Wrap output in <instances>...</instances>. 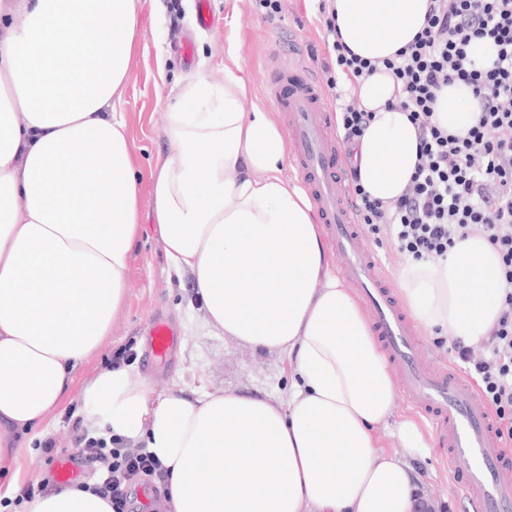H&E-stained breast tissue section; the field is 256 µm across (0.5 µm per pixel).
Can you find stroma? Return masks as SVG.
Wrapping results in <instances>:
<instances>
[{
  "mask_svg": "<svg viewBox=\"0 0 512 512\" xmlns=\"http://www.w3.org/2000/svg\"><path fill=\"white\" fill-rule=\"evenodd\" d=\"M195 0H140L138 35L131 53L123 95L131 151L141 176H148L170 144L163 131L166 99L181 80L203 73L215 85L223 84L225 69H237L249 87L244 111H272L264 95L265 83L289 49L302 56L312 76L325 83L323 64L329 59L319 22V0H281V11L269 20L253 0H212L216 22L195 39V65L187 67L170 49L178 32L190 26ZM164 67H157V57ZM141 230L127 273L124 305L112 324L110 336L81 364L68 402L51 415L44 437L53 438L59 454L74 452L75 429L87 426L82 392L85 385L114 355L131 349L134 369L149 378L156 390L173 388L187 397L227 390L250 396L279 399L291 385L287 357L278 352H257L209 329L188 278L168 266L157 240L148 188L139 197ZM167 323L172 348L165 358L152 352L149 328ZM434 446L428 457L412 459L420 480L418 492L432 500L435 512H463V504L448 468L447 450L436 430L426 432Z\"/></svg>",
  "mask_w": 512,
  "mask_h": 512,
  "instance_id": "stroma-1",
  "label": "stroma"
}]
</instances>
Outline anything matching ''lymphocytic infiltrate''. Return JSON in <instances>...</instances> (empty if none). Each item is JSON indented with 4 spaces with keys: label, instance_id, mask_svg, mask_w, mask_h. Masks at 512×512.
<instances>
[{
    "label": "lymphocytic infiltrate",
    "instance_id": "obj_1",
    "mask_svg": "<svg viewBox=\"0 0 512 512\" xmlns=\"http://www.w3.org/2000/svg\"><path fill=\"white\" fill-rule=\"evenodd\" d=\"M329 90L357 81L378 68L401 85L399 106L416 125L419 162L407 189L390 203L372 199L354 167L345 176L362 230L387 227L400 253L416 259L442 258L457 241L480 234L499 257L500 311L487 338L488 352L473 355L463 340L451 346L474 376L490 407L496 435L512 445V0H429L425 24L395 57L379 61L352 53L336 38V15L324 21ZM489 44L494 57L476 66L475 42ZM459 82L471 87L480 110L477 125L454 135L434 120L438 92ZM75 459L85 464L89 490L110 502L112 512H129V491L143 478L167 491L170 472L142 448L86 432L76 440Z\"/></svg>",
    "mask_w": 512,
    "mask_h": 512
}]
</instances>
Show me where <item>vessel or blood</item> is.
I'll return each mask as SVG.
<instances>
[{
	"instance_id": "b4317fda",
	"label": "vessel or blood",
	"mask_w": 512,
	"mask_h": 512,
	"mask_svg": "<svg viewBox=\"0 0 512 512\" xmlns=\"http://www.w3.org/2000/svg\"><path fill=\"white\" fill-rule=\"evenodd\" d=\"M265 96L285 117L287 145L298 176L327 226L341 271L369 307L373 329L401 391L447 437L448 467L465 512H512V451L495 438L491 411L473 387L452 367L435 365L425 357L381 260L356 224L341 143L318 83L292 54L267 83Z\"/></svg>"
}]
</instances>
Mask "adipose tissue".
I'll return each instance as SVG.
<instances>
[{
	"label": "adipose tissue",
	"instance_id": "ef3b65f1",
	"mask_svg": "<svg viewBox=\"0 0 512 512\" xmlns=\"http://www.w3.org/2000/svg\"><path fill=\"white\" fill-rule=\"evenodd\" d=\"M340 41L383 59L413 40L429 0H332ZM137 0H0V481L19 480L22 436L71 393L122 307L140 231V173L119 105ZM373 119L353 164L373 198L402 194L418 134L386 69L350 88ZM242 77L179 85L165 114L168 153L150 172L158 241L188 276L210 327L291 359L285 399L235 391L189 398L127 365L83 393L99 436L145 448L170 472L173 512H412L408 457L432 446L403 421L400 449L377 425L397 393L360 302L336 274L307 193L282 175L270 113H245ZM434 118L463 135L472 92L437 94ZM498 256L480 236L447 257L409 259L402 301L422 328L475 344L499 314ZM28 512H112L92 492L34 500Z\"/></svg>",
	"mask_w": 512,
	"mask_h": 512
}]
</instances>
